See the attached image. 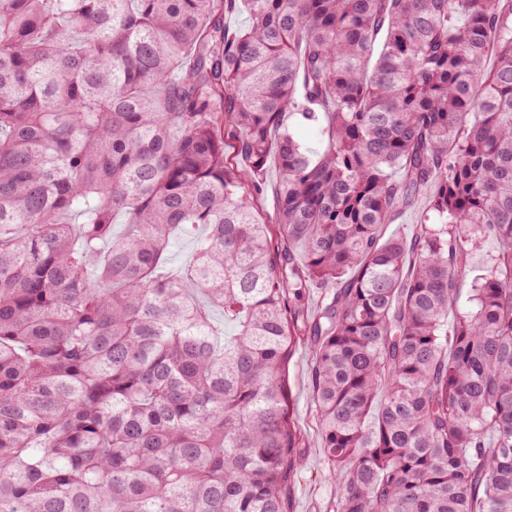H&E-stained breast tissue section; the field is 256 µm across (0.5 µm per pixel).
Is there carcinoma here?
<instances>
[{
  "instance_id": "carcinoma-1",
  "label": "carcinoma",
  "mask_w": 512,
  "mask_h": 512,
  "mask_svg": "<svg viewBox=\"0 0 512 512\" xmlns=\"http://www.w3.org/2000/svg\"><path fill=\"white\" fill-rule=\"evenodd\" d=\"M305 341L325 512H512V0H0V512H292ZM285 123L291 128L296 139H298L304 146L312 149L318 150L322 148V144L320 142V137L317 135V131L310 125H307L303 122H299L298 119L291 117L288 120L286 117ZM277 165L274 158H270L267 168L265 192L261 200V212L267 220L275 218L277 208ZM420 215L406 213L397 217L392 224H388L383 230V239L393 236L410 238L415 230L416 224H419ZM496 253V243L493 239H486L482 241L479 248L475 251L472 258V266L475 270L470 273L465 282L463 283L461 290V297L459 300V306L462 309H470L471 304L469 303V292L471 288V281L475 274L482 273V270L489 265L491 259Z\"/></svg>"
}]
</instances>
